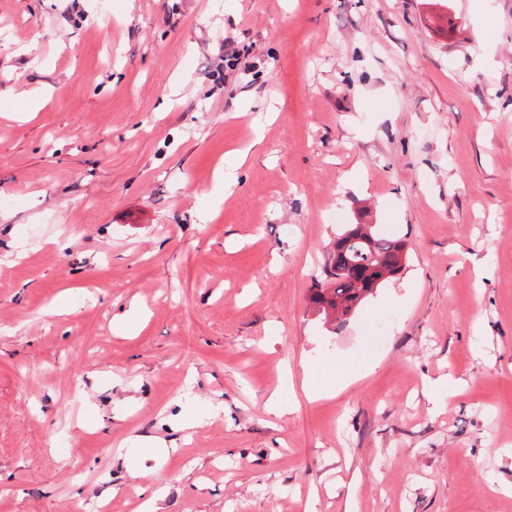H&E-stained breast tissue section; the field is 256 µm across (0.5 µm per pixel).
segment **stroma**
Returning <instances> with one entry per match:
<instances>
[{"instance_id":"stroma-1","label":"stroma","mask_w":512,"mask_h":512,"mask_svg":"<svg viewBox=\"0 0 512 512\" xmlns=\"http://www.w3.org/2000/svg\"><path fill=\"white\" fill-rule=\"evenodd\" d=\"M357 223L407 256L326 323ZM157 488L512 512V0H0V512ZM302 368L304 373V390L310 399L319 398L320 396L326 395L331 391L329 386L317 389L314 387L315 380L323 378L324 376L325 370L322 366L303 363Z\"/></svg>"}]
</instances>
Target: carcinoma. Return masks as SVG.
I'll list each match as a JSON object with an SVG mask.
<instances>
[{
  "label": "carcinoma",
  "mask_w": 512,
  "mask_h": 512,
  "mask_svg": "<svg viewBox=\"0 0 512 512\" xmlns=\"http://www.w3.org/2000/svg\"><path fill=\"white\" fill-rule=\"evenodd\" d=\"M405 242L380 232L376 225L350 224L337 237L327 254L323 278L314 283L310 293L312 306L327 314L340 310L339 318H347L381 284L402 268ZM347 272L336 274V266Z\"/></svg>",
  "instance_id": "obj_1"
}]
</instances>
